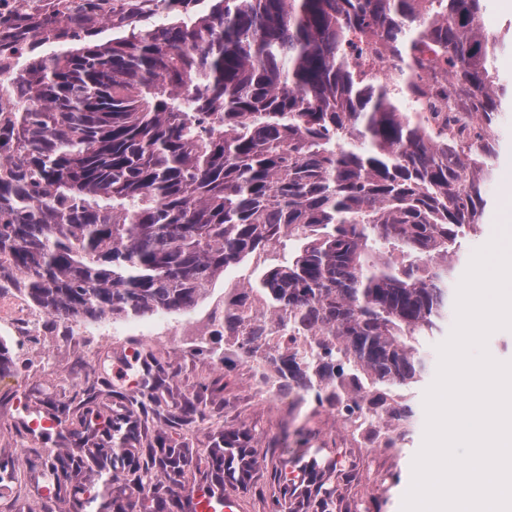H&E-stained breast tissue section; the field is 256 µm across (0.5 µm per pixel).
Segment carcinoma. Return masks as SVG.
I'll return each mask as SVG.
<instances>
[{
  "label": "carcinoma",
  "mask_w": 512,
  "mask_h": 512,
  "mask_svg": "<svg viewBox=\"0 0 512 512\" xmlns=\"http://www.w3.org/2000/svg\"><path fill=\"white\" fill-rule=\"evenodd\" d=\"M106 0L0 20V272L52 321L186 314L249 255L298 247L254 292L310 353L272 357L300 399L408 419L385 393L342 403L335 380L400 386L425 360L407 339L448 310V252L480 224L486 162L512 86L483 0H212L177 23L98 39ZM398 78L361 71L357 36ZM448 84L412 80L426 56ZM476 106L483 133L455 127ZM266 323L235 336L250 355Z\"/></svg>",
  "instance_id": "obj_1"
}]
</instances>
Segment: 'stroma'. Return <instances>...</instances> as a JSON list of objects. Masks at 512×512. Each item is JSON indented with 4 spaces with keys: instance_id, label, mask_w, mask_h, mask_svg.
I'll return each instance as SVG.
<instances>
[{
    "instance_id": "1",
    "label": "stroma",
    "mask_w": 512,
    "mask_h": 512,
    "mask_svg": "<svg viewBox=\"0 0 512 512\" xmlns=\"http://www.w3.org/2000/svg\"><path fill=\"white\" fill-rule=\"evenodd\" d=\"M495 178L487 187L488 206L477 233L462 240L448 256L456 277H463L474 252L486 245L492 231L512 232V223L501 222V199L512 189V109L500 113L495 129ZM157 316L117 319L109 327L114 344L87 350L72 336L61 337L53 349L27 340L18 350L15 374L0 376V461L15 464L14 480L0 486V512H40L39 490L44 483L37 461L45 454H63L74 442L67 430L51 436L30 437L23 419L45 413L50 405L65 407L63 422L74 421L83 412L82 403L95 398L103 414L132 416L138 438L114 442L118 461L103 468H86L72 481L82 486L93 502L86 512H98L100 503L132 499L137 483L132 467H145L160 449L174 445L183 454V472H157L156 494L139 506V512H155L158 502L176 503L189 486L222 483L224 493L240 498L242 512H315L327 501L326 512H402L403 499L413 478V461L422 447L426 412L424 394L438 369V347L447 340L456 322L448 314L433 336L418 338L416 346L426 361V371L417 381L400 387L401 401L411 406L412 420L388 424L390 449L377 445L375 434L352 442L335 408L314 399L299 400L295 393L273 398L260 396L241 359L223 358V336L211 337L207 347L182 354L183 338H171L151 354L153 388L159 401L143 404L136 391L113 378L114 367L130 363L125 342L144 341L157 323ZM47 358L51 369L41 376L28 374L31 360ZM198 411L185 417L187 403ZM227 432L243 436L252 465L247 478L212 469L207 454ZM337 449L336 468L312 473L304 470L297 492H290L284 472L287 461L304 465L310 448L317 444Z\"/></svg>"
}]
</instances>
